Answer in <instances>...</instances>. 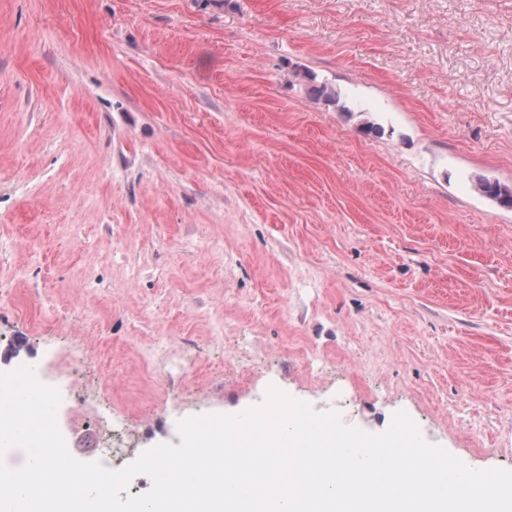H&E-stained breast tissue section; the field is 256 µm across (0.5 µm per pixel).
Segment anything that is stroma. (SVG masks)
<instances>
[{
	"label": "stroma",
	"instance_id": "obj_1",
	"mask_svg": "<svg viewBox=\"0 0 512 512\" xmlns=\"http://www.w3.org/2000/svg\"><path fill=\"white\" fill-rule=\"evenodd\" d=\"M480 178L512 185V0H0V372L107 349L125 466L274 387L512 470Z\"/></svg>",
	"mask_w": 512,
	"mask_h": 512
}]
</instances>
